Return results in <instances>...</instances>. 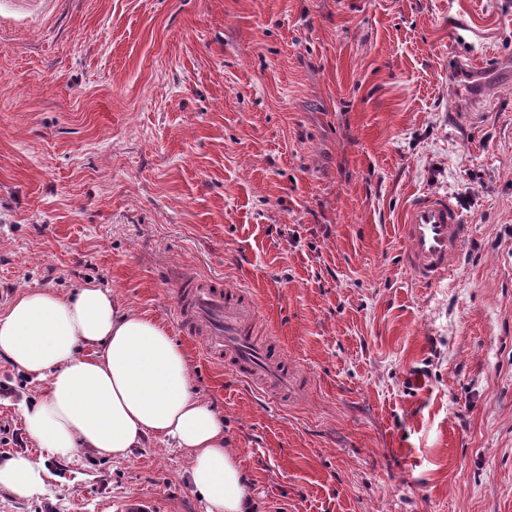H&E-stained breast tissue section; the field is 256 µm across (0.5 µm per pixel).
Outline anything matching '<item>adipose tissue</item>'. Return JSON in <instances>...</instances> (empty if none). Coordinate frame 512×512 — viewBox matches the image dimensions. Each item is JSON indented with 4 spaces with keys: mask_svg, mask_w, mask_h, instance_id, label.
<instances>
[{
    "mask_svg": "<svg viewBox=\"0 0 512 512\" xmlns=\"http://www.w3.org/2000/svg\"><path fill=\"white\" fill-rule=\"evenodd\" d=\"M0 356L46 385L24 405L28 434L60 460L85 448L125 459L159 440L191 457L188 483L206 512H252L250 487L224 434V417L199 398L189 359L159 322L93 284L70 296L27 290L0 314ZM46 469L18 454L0 464V489L33 498Z\"/></svg>",
    "mask_w": 512,
    "mask_h": 512,
    "instance_id": "1",
    "label": "adipose tissue"
}]
</instances>
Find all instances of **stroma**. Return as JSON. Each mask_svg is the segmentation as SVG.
<instances>
[{
  "label": "stroma",
  "mask_w": 512,
  "mask_h": 512,
  "mask_svg": "<svg viewBox=\"0 0 512 512\" xmlns=\"http://www.w3.org/2000/svg\"><path fill=\"white\" fill-rule=\"evenodd\" d=\"M470 226L433 288L418 196ZM182 272L259 306L287 394L210 360ZM111 289L224 416L254 512H512V0H0V313ZM0 450L47 470L0 512H205L186 452L59 461L0 356ZM399 230L403 265L417 284L431 288L450 276L448 259L464 248L468 225L447 195L426 194L409 206Z\"/></svg>",
  "instance_id": "obj_1"
}]
</instances>
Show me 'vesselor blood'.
<instances>
[{"instance_id": "b4317fda", "label": "vessel or blood", "mask_w": 512, "mask_h": 512, "mask_svg": "<svg viewBox=\"0 0 512 512\" xmlns=\"http://www.w3.org/2000/svg\"><path fill=\"white\" fill-rule=\"evenodd\" d=\"M399 230L404 266L417 284L431 288L450 275L448 259L462 251L468 227L448 196L426 194L409 206ZM176 310L189 330L203 336L206 354L227 361L238 376L266 369L271 377L287 378L286 366L269 367L266 354L253 346L255 303L243 300L237 289L215 279H179Z\"/></svg>"}]
</instances>
